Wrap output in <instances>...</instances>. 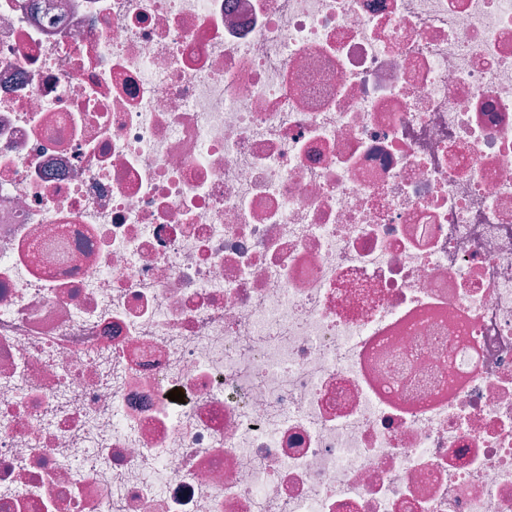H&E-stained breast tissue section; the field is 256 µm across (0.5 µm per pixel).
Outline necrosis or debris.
I'll list each match as a JSON object with an SVG mask.
<instances>
[{
	"mask_svg": "<svg viewBox=\"0 0 512 512\" xmlns=\"http://www.w3.org/2000/svg\"><path fill=\"white\" fill-rule=\"evenodd\" d=\"M0 512H512V0H0Z\"/></svg>",
	"mask_w": 512,
	"mask_h": 512,
	"instance_id": "necrosis-or-debris-1",
	"label": "necrosis or debris"
}]
</instances>
